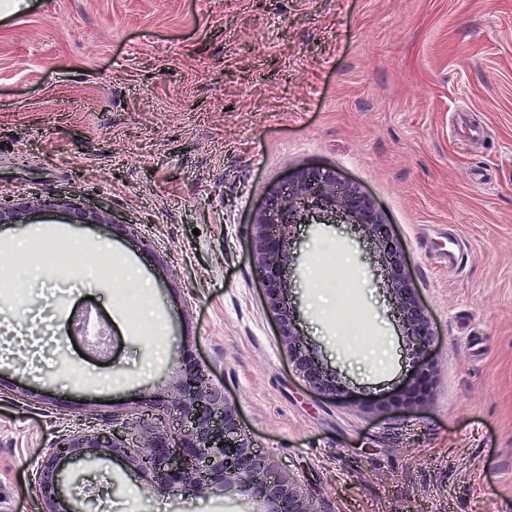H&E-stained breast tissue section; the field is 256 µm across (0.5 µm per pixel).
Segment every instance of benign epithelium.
<instances>
[{
	"mask_svg": "<svg viewBox=\"0 0 512 512\" xmlns=\"http://www.w3.org/2000/svg\"><path fill=\"white\" fill-rule=\"evenodd\" d=\"M56 208L64 209L71 223L100 224L111 229L116 226L103 211L85 208L77 202L23 198L0 204V224H24L30 213ZM321 209L338 214L374 245L396 311L407 331L415 370L411 382L384 406L401 409L424 403L436 381L433 366L424 358L434 334L425 311L415 300L399 245L368 197L340 181L335 172L316 166L293 171L286 186H272L267 204L256 211L252 220L255 272L280 324L289 358L317 391L333 398L341 395L335 374L324 367L295 327L283 280L290 256L291 228L310 223ZM68 335L80 339L87 349L101 357L110 352L112 326L91 306L73 312ZM181 363L174 400L166 405V413L177 421V428L170 435L143 434L136 447L131 448L126 445V424L122 422L106 432L85 429L62 435L53 443L48 458L35 472L39 493L49 505V512H90L86 506H60L59 468L74 459L114 453L127 455L131 464L149 478L156 494L192 498L209 485L222 483L226 489L235 488L270 501L275 505L274 512H316L313 503L299 491L270 480L264 460L239 431L233 403L210 383L190 355L181 354Z\"/></svg>",
	"mask_w": 512,
	"mask_h": 512,
	"instance_id": "7a95c632",
	"label": "benign epithelium"
}]
</instances>
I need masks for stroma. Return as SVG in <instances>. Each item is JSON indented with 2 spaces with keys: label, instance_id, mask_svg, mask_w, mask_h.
Returning <instances> with one entry per match:
<instances>
[{
  "label": "stroma",
  "instance_id": "obj_1",
  "mask_svg": "<svg viewBox=\"0 0 512 512\" xmlns=\"http://www.w3.org/2000/svg\"><path fill=\"white\" fill-rule=\"evenodd\" d=\"M368 196L434 331L426 402L376 411L413 371L372 246L331 213L294 229L296 327L342 396L289 359L252 260L251 222L304 166ZM68 196L121 232L41 210L0 225L26 254L83 238L77 268L0 291V512H48L33 474L61 435L164 429L152 401L190 351L276 475L319 512H512V0H26L0 15V198ZM465 245L460 269L444 258ZM348 271L370 344L346 338L317 264ZM135 264L149 318L104 265ZM111 322L80 356L73 310ZM94 512H265L212 485L158 496L120 453L68 466Z\"/></svg>",
  "mask_w": 512,
  "mask_h": 512
}]
</instances>
